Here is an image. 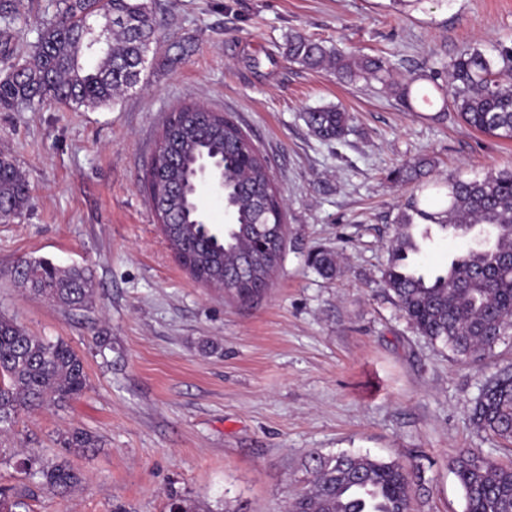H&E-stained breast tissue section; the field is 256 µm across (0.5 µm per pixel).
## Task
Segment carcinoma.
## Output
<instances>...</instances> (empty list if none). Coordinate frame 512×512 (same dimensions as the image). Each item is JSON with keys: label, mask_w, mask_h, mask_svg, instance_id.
Here are the masks:
<instances>
[{"label": "carcinoma", "mask_w": 512, "mask_h": 512, "mask_svg": "<svg viewBox=\"0 0 512 512\" xmlns=\"http://www.w3.org/2000/svg\"><path fill=\"white\" fill-rule=\"evenodd\" d=\"M162 38L154 22L153 0H58L54 19L43 26L33 60L17 59L0 78V109H35L70 101L78 106H110L141 81L145 58ZM288 60L307 69L328 62L348 85L376 80L412 111L418 101L435 99L422 88L429 82L441 95L436 119L457 113L471 127L512 140V46L464 50L448 71L392 77L377 57L348 55L294 34ZM305 122L318 139L340 141L351 117L338 106L312 108ZM165 157L151 164L144 182L165 238L192 277L224 289L237 299L263 294L281 264V249H269L283 236L284 203L257 150L232 121L198 105H181L163 131ZM204 164L224 183L221 231L203 222L193 170ZM428 159L406 165L398 175L419 183L398 214L396 232L382 273L383 288L417 332L455 356L479 362L512 334V170L481 178L428 181ZM28 185L15 164L0 158V211L17 216L28 200ZM430 223L442 232L470 238L461 263L428 272L410 262L421 253L415 229ZM311 264L323 275L336 270L328 252ZM14 276L32 291L64 306L91 303L92 274L61 269L44 259L24 260ZM87 378L82 358L62 339L30 334L0 316V434L12 429L21 411L61 406L79 398ZM472 424L501 440H512V367L490 376L473 402ZM68 452L88 453L95 437L75 429L63 442ZM466 512H512V466L461 450L455 458ZM31 480L61 495L81 477L61 457L29 461ZM308 488L289 512H409L412 480L403 465L370 455L318 456Z\"/></svg>", "instance_id": "1"}]
</instances>
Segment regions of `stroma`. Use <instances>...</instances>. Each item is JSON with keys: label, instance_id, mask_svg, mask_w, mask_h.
I'll use <instances>...</instances> for the list:
<instances>
[{"label": "stroma", "instance_id": "35a3bbf8", "mask_svg": "<svg viewBox=\"0 0 512 512\" xmlns=\"http://www.w3.org/2000/svg\"><path fill=\"white\" fill-rule=\"evenodd\" d=\"M55 0L0 10V74L38 38ZM165 35L141 82L109 108L0 110V156L29 199L0 223V314L66 341L87 388L60 407L21 413L0 436V486L30 512H284L313 460L338 453L396 460L418 475L411 512H464L454 473L471 448L512 463V444L477 430L482 384L512 364V335L478 363L412 328L381 286L396 217L413 192L396 169L430 159L431 178L512 169V140L456 113L407 111L379 82L354 88L289 62L290 34L381 56L396 78L475 44L512 45V0H156ZM194 102L234 121L265 159L285 204L287 237L271 288L243 303L193 279L154 215L143 178L171 112ZM353 117L339 142L306 126L309 107ZM335 255L326 277L309 263ZM86 267L91 303L67 309L31 294L24 259ZM96 436L69 455L78 489L29 480L28 459L54 458L75 429Z\"/></svg>", "mask_w": 512, "mask_h": 512}]
</instances>
